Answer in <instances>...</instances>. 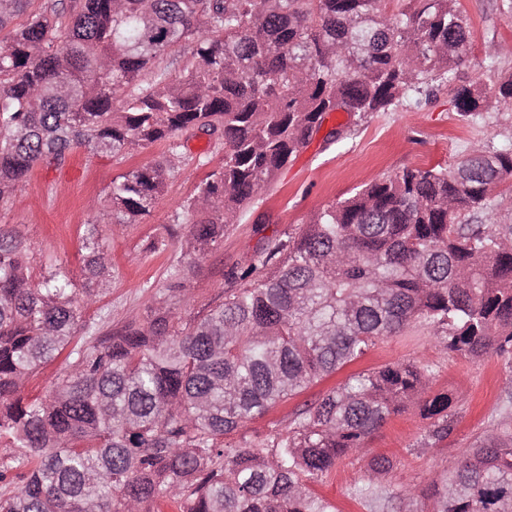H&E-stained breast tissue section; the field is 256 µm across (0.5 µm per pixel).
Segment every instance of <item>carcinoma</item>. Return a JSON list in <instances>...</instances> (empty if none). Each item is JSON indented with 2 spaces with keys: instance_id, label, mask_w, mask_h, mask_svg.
Returning a JSON list of instances; mask_svg holds the SVG:
<instances>
[{
  "instance_id": "carcinoma-1",
  "label": "carcinoma",
  "mask_w": 512,
  "mask_h": 512,
  "mask_svg": "<svg viewBox=\"0 0 512 512\" xmlns=\"http://www.w3.org/2000/svg\"><path fill=\"white\" fill-rule=\"evenodd\" d=\"M0 0V201L75 148L126 156L169 142L166 163L112 179L101 219L135 224L163 194L191 137L221 166L184 205V268L224 237L334 112L363 118L448 86L458 115L512 112V70L490 87L460 68L471 46L458 0ZM27 19L16 27L14 20ZM172 56L167 67L158 57ZM123 95H118V92ZM512 143L453 170L406 168L368 183L228 274L224 303L83 345L81 309L110 273L90 248L87 283L33 284L20 230L0 226V512H332L308 483L364 447L393 415L430 419L421 450L453 430L454 402L410 361L358 373L258 441L224 436L419 323L447 352L512 367ZM68 351L46 395L27 378ZM393 468L376 456L355 495L375 504ZM428 512H512V415L434 475Z\"/></svg>"
}]
</instances>
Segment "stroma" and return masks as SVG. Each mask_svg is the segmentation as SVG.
<instances>
[{"instance_id":"35a3bbf8","label":"stroma","mask_w":512,"mask_h":512,"mask_svg":"<svg viewBox=\"0 0 512 512\" xmlns=\"http://www.w3.org/2000/svg\"><path fill=\"white\" fill-rule=\"evenodd\" d=\"M500 0H459L471 26L472 50L461 69L464 80L477 86L492 82L483 60L499 54L512 67V18L498 9ZM348 129L336 141L327 139L336 123ZM512 141V116L495 112L466 124L459 120L447 86L436 88L429 101H407L389 112L365 119L339 113L278 173L269 191L240 221L227 228L206 259L183 280L191 306L169 293L173 274L184 258L188 227L183 205L205 175L220 166L224 152L207 136L189 141L177 168L167 178V191L151 214L136 224L99 221V207L112 180L131 168L163 160L167 143L155 144L122 158L73 150L63 167L39 166L20 183L13 196L0 202V225L18 228L31 249L33 281L63 271L75 286L86 281L83 259L88 242L111 260L110 276L98 284L97 302L82 313L86 331L121 327L132 317L146 319L151 307L167 301L177 316L206 313L224 299L225 275L247 266L266 239L291 232L356 188L406 168L441 165L452 168L462 155L489 144ZM429 366L435 387L454 396L457 422L440 447L418 452L427 422L418 408L393 416L366 444L361 456L340 462L330 475L311 483V491L331 503L334 512H370L354 495L364 483L367 458L383 455L394 464L383 479L391 501L387 512H399L402 488L422 492L429 473L457 466L476 437L499 418L512 395V367L494 355L471 360L445 353L427 330L413 326L405 335L379 341L356 361L324 377L302 395L289 399L246 427L247 438L264 439L288 421L298 404L343 384L351 375L397 361Z\"/></svg>"}]
</instances>
